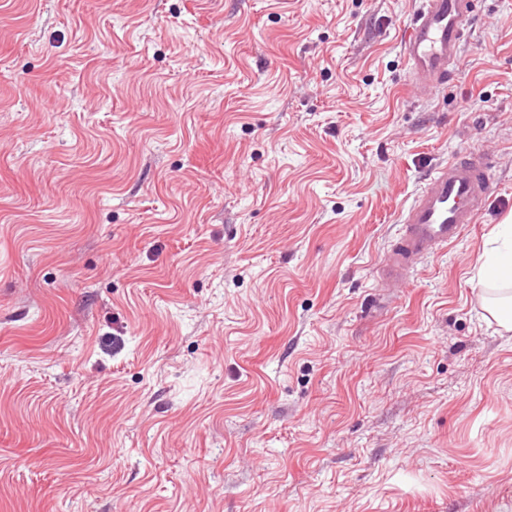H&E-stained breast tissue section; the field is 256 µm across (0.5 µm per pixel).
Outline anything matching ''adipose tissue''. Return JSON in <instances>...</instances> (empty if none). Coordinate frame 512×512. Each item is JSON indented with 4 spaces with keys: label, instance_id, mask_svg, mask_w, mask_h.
<instances>
[{
    "label": "adipose tissue",
    "instance_id": "1",
    "mask_svg": "<svg viewBox=\"0 0 512 512\" xmlns=\"http://www.w3.org/2000/svg\"><path fill=\"white\" fill-rule=\"evenodd\" d=\"M476 282L488 293L483 309L506 332L512 331V224L497 225L476 269Z\"/></svg>",
    "mask_w": 512,
    "mask_h": 512
}]
</instances>
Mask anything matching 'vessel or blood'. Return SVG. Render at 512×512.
Here are the masks:
<instances>
[{"mask_svg": "<svg viewBox=\"0 0 512 512\" xmlns=\"http://www.w3.org/2000/svg\"><path fill=\"white\" fill-rule=\"evenodd\" d=\"M405 25L402 53L416 90L444 87L461 60L473 23V0H419ZM492 194L491 162L473 151L430 167L401 218L402 233L380 269L386 287L402 286L409 271L457 241L477 223Z\"/></svg>", "mask_w": 512, "mask_h": 512, "instance_id": "vessel-or-blood-1", "label": "vessel or blood"}]
</instances>
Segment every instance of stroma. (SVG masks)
I'll return each instance as SVG.
<instances>
[{"instance_id":"stroma-1","label":"stroma","mask_w":512,"mask_h":512,"mask_svg":"<svg viewBox=\"0 0 512 512\" xmlns=\"http://www.w3.org/2000/svg\"><path fill=\"white\" fill-rule=\"evenodd\" d=\"M418 0H0V512H512V0L447 87ZM478 223L392 292L431 165ZM476 269V282L487 295L483 315L505 331H512V224H498L487 242V247Z\"/></svg>"}]
</instances>
